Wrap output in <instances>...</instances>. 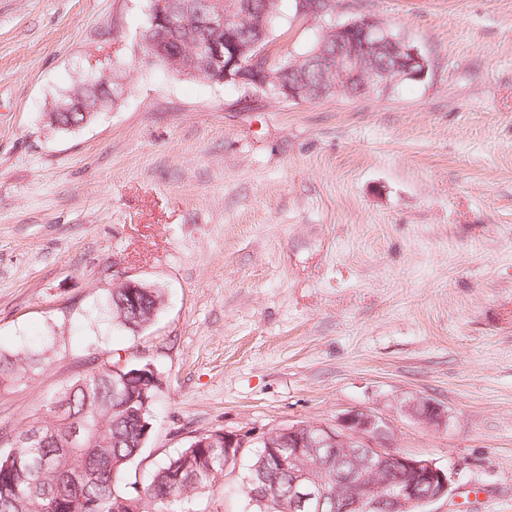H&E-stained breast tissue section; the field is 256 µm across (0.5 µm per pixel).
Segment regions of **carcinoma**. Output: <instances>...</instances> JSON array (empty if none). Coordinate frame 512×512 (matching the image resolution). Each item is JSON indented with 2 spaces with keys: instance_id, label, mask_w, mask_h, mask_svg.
Masks as SVG:
<instances>
[{
  "instance_id": "carcinoma-1",
  "label": "carcinoma",
  "mask_w": 512,
  "mask_h": 512,
  "mask_svg": "<svg viewBox=\"0 0 512 512\" xmlns=\"http://www.w3.org/2000/svg\"><path fill=\"white\" fill-rule=\"evenodd\" d=\"M254 2L265 23L250 20L241 29L247 38L260 37L267 44L281 19V0ZM196 37L193 32L183 33L174 51L158 65L182 75L194 66L191 45ZM306 76L307 101L334 94L335 78L322 67L310 68ZM112 88L110 77L104 75L72 87L60 99L64 109L47 113L49 124L64 130L81 126L109 101ZM163 302L162 290L154 288L146 296L136 295L133 304L127 289L120 285L110 290L100 314L135 332L152 322ZM42 356L36 351L0 354V388L27 378ZM120 362L119 355L96 358V363L63 384L46 402V412L65 403L73 422L88 425V447L70 453L57 447L69 434L70 425L65 422L55 424L51 441L43 445L28 442L30 431L44 428V417L31 419L14 435L0 436L8 445V449H0V512H115L121 501L128 503L130 512H172L174 505L189 497H209L223 487L224 449L194 448L193 437L153 470L147 484L140 487L127 481L129 467L143 450L140 419L153 421L161 389L148 390L149 403L143 417H137L140 404L126 407L115 393L112 366ZM242 455L249 456L244 479L250 512H288V470L272 468L264 448H246Z\"/></svg>"
}]
</instances>
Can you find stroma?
I'll return each instance as SVG.
<instances>
[{
  "label": "stroma",
  "instance_id": "stroma-1",
  "mask_svg": "<svg viewBox=\"0 0 512 512\" xmlns=\"http://www.w3.org/2000/svg\"><path fill=\"white\" fill-rule=\"evenodd\" d=\"M146 0H0V354L43 342L0 390V434L109 351L164 377L145 480L188 432L335 426L365 409L394 448L450 469L425 512H512V0H339L430 60L425 79L313 102L143 62ZM283 20L276 63L323 21ZM126 93L81 127L46 112L87 75ZM161 288L147 327L97 309ZM443 407L427 426L404 411ZM244 465L180 512H248ZM122 283L125 288L120 284V286L110 290L100 314L111 320L113 325L115 324L124 329L135 332L152 322L163 305L164 295L160 288L149 287L138 281L125 280L122 281ZM126 288L132 298L136 296L138 306L137 317L140 319V322H135L134 325L130 322V316L131 314L133 315L134 305L131 303V297L129 296ZM143 288H152V290H149L148 296L138 294L144 291ZM405 409L411 417L427 426L440 425L446 418L443 409L431 401L415 399L409 401Z\"/></svg>",
  "mask_w": 512,
  "mask_h": 512
}]
</instances>
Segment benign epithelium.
I'll use <instances>...</instances> for the list:
<instances>
[{
    "label": "benign epithelium",
    "instance_id": "benign-epithelium-1",
    "mask_svg": "<svg viewBox=\"0 0 512 512\" xmlns=\"http://www.w3.org/2000/svg\"><path fill=\"white\" fill-rule=\"evenodd\" d=\"M297 16L321 18L328 9L315 0H297ZM174 0H154L149 11L151 30L173 26ZM246 0H202L196 6L193 24L213 28L224 38L199 45L197 59L212 76V82H251L257 90L271 98L301 102L308 95L302 80L286 86H267L269 58L266 48L258 43L239 41L241 18L248 16ZM336 53L325 51L320 43L305 56L291 60L288 69L298 73L317 57L322 65L336 72V91L352 84L365 95L388 91L404 81H420L430 69V61L418 47L403 36H395L379 19L363 16L333 25ZM387 55L384 64L372 63L374 54ZM415 420L436 426L445 421L443 409L431 402L412 400L405 406ZM196 448H222L224 459L232 461L243 449L259 443L267 448L278 465L289 460L291 490L288 512H410L417 504L427 505L448 496L452 474L433 460L416 457L395 449L385 422L375 413L358 409L344 416L334 427L295 422L262 433L251 430H212L196 432ZM288 449L283 456L281 449ZM336 449V466L341 460L350 463L343 483L336 489L321 478L323 464L317 449Z\"/></svg>",
    "mask_w": 512,
    "mask_h": 512
}]
</instances>
